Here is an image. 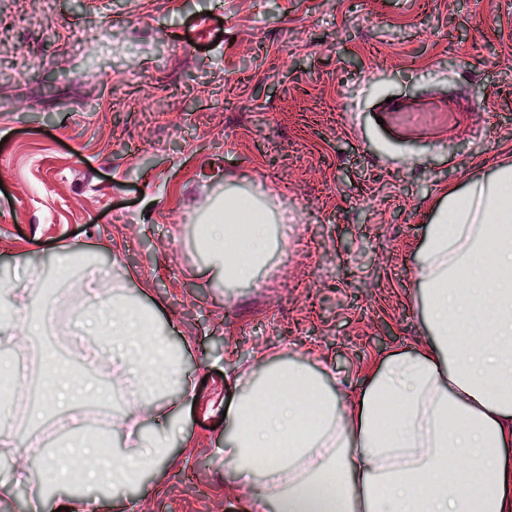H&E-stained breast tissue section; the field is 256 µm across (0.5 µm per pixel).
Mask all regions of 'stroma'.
Here are the masks:
<instances>
[{
	"instance_id": "1",
	"label": "stroma",
	"mask_w": 512,
	"mask_h": 512,
	"mask_svg": "<svg viewBox=\"0 0 512 512\" xmlns=\"http://www.w3.org/2000/svg\"><path fill=\"white\" fill-rule=\"evenodd\" d=\"M466 90L465 125L399 143L379 102ZM484 129L474 140L472 128ZM512 164V0H0V286L38 289L74 242L92 268L65 282L47 336L11 351L72 356L85 293L106 268L187 344L192 400L167 465L105 512H228L224 410L246 382L300 361L329 381L427 335L416 259L448 190ZM264 201L281 248L232 287L194 245L225 194ZM111 427L93 399L21 420L41 459L73 421Z\"/></svg>"
}]
</instances>
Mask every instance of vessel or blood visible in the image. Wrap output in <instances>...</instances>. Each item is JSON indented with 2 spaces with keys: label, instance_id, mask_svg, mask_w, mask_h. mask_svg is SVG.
Returning <instances> with one entry per match:
<instances>
[{
  "label": "vessel or blood",
  "instance_id": "1",
  "mask_svg": "<svg viewBox=\"0 0 512 512\" xmlns=\"http://www.w3.org/2000/svg\"><path fill=\"white\" fill-rule=\"evenodd\" d=\"M468 109V103L459 98L426 95L413 103L406 102L401 97L382 102L376 114L383 121V130L394 135L401 133L409 125L438 133Z\"/></svg>",
  "mask_w": 512,
  "mask_h": 512
}]
</instances>
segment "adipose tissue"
<instances>
[{
	"label": "adipose tissue",
	"instance_id": "ef3b65f1",
	"mask_svg": "<svg viewBox=\"0 0 512 512\" xmlns=\"http://www.w3.org/2000/svg\"><path fill=\"white\" fill-rule=\"evenodd\" d=\"M237 222L246 232L226 239V224ZM270 239L266 210L239 191L223 222H207L200 246L217 275L245 282L270 258ZM416 276L430 336L414 352L372 363L364 388L348 393L291 364L250 384L227 410L224 455L232 476L252 488L248 512H512V470L502 463L512 447V166L449 191ZM8 297L26 322L0 315L1 351L44 328L31 290ZM110 307L90 352L114 381L136 375L140 399L113 424L122 454L103 458L89 478L118 500L169 459L181 434L180 412L158 393L187 398L192 388L179 350L141 305L116 291Z\"/></svg>",
	"mask_w": 512,
	"mask_h": 512
}]
</instances>
